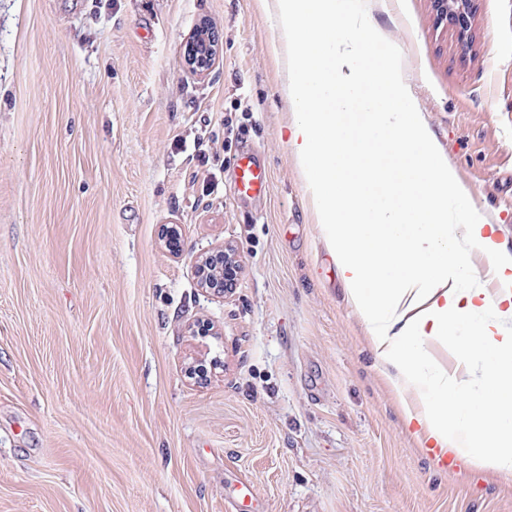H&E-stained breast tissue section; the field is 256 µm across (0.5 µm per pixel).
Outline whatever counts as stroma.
I'll use <instances>...</instances> for the list:
<instances>
[{"instance_id": "stroma-1", "label": "stroma", "mask_w": 512, "mask_h": 512, "mask_svg": "<svg viewBox=\"0 0 512 512\" xmlns=\"http://www.w3.org/2000/svg\"><path fill=\"white\" fill-rule=\"evenodd\" d=\"M385 2L512 250V0H478L466 52L433 0ZM203 20L221 50L197 75ZM276 40L265 0H0V512H234L241 481L257 512H512V477L405 426L288 148ZM248 150L267 195L238 193ZM227 243L216 297L193 266ZM220 44L217 31L206 24L200 25L194 37L185 45L186 64L196 73L206 74L213 66Z\"/></svg>"}]
</instances>
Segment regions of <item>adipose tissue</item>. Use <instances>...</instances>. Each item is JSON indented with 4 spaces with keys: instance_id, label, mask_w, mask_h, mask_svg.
<instances>
[{
    "instance_id": "adipose-tissue-1",
    "label": "adipose tissue",
    "mask_w": 512,
    "mask_h": 512,
    "mask_svg": "<svg viewBox=\"0 0 512 512\" xmlns=\"http://www.w3.org/2000/svg\"><path fill=\"white\" fill-rule=\"evenodd\" d=\"M379 0H275L288 54V147L325 246L383 364L417 397L406 425L430 447L512 476V253L471 204L415 105L403 53L375 19ZM498 283L461 288L469 255ZM472 341L456 344L459 325ZM490 361L481 397L465 373H432L430 348ZM480 401L496 419L474 423Z\"/></svg>"
}]
</instances>
